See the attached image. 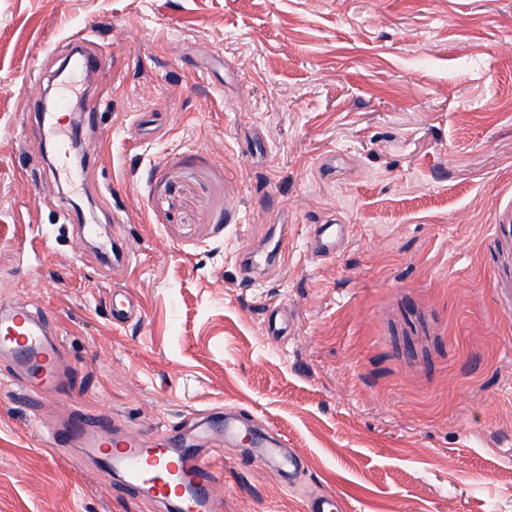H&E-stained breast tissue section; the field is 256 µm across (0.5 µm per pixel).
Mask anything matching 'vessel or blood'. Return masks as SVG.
<instances>
[{"label":"vessel or blood","instance_id":"b4317fda","mask_svg":"<svg viewBox=\"0 0 512 512\" xmlns=\"http://www.w3.org/2000/svg\"><path fill=\"white\" fill-rule=\"evenodd\" d=\"M75 42L80 50V72L105 73L106 52L90 48L80 35ZM348 237V225H315L309 236V251L317 259L334 258ZM0 346L7 348L24 371V395L39 400L62 388L66 380L62 346L53 338L42 313L31 311L26 304L13 299L0 302ZM209 429V420L203 417L195 428L174 434L129 431L118 435L109 418L91 423L75 414L64 423L41 426L40 434L51 449L79 448L94 455L108 454L126 484L135 491L147 492L154 501H179L183 512H211L212 459L198 449L199 437L208 434ZM246 435L268 462L283 470L296 469V456L284 455L280 441L251 429L246 422L225 420V445H234ZM337 509L336 495L329 491L316 492L305 502V512H337Z\"/></svg>","mask_w":512,"mask_h":512}]
</instances>
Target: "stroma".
Here are the masks:
<instances>
[{"mask_svg":"<svg viewBox=\"0 0 512 512\" xmlns=\"http://www.w3.org/2000/svg\"><path fill=\"white\" fill-rule=\"evenodd\" d=\"M85 30L116 80L80 89L101 157L78 191L19 107ZM145 111L160 134H136ZM508 209L512 0H0V298L46 313L68 371L36 404L0 353V512H164L41 446L38 421L77 408L146 431L235 410L300 454L289 487L204 439L218 512H304L317 490L344 512H512ZM331 215L352 239L310 258ZM87 222L138 263L79 243ZM283 228L293 252L246 280L230 251ZM115 293L142 319L114 323Z\"/></svg>","mask_w":512,"mask_h":512,"instance_id":"35a3bbf8","label":"stroma"}]
</instances>
